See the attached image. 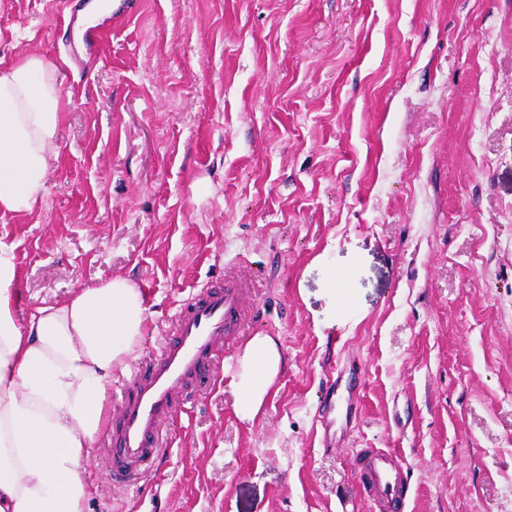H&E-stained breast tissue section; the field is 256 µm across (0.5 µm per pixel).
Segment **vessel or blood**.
I'll use <instances>...</instances> for the list:
<instances>
[{"label": "vessel or blood", "mask_w": 512, "mask_h": 512, "mask_svg": "<svg viewBox=\"0 0 512 512\" xmlns=\"http://www.w3.org/2000/svg\"><path fill=\"white\" fill-rule=\"evenodd\" d=\"M111 29L108 18L84 29L87 55H96ZM247 289L231 275L200 285L173 316L158 353L145 355L123 382L110 443L113 482L138 481L163 457L164 433L188 404L193 386L219 370L226 340L249 331L251 318L243 302ZM356 469L377 512H407L408 476L394 453L360 449Z\"/></svg>", "instance_id": "b4317fda"}]
</instances>
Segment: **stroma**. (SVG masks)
Masks as SVG:
<instances>
[{"instance_id":"obj_1","label":"stroma","mask_w":512,"mask_h":512,"mask_svg":"<svg viewBox=\"0 0 512 512\" xmlns=\"http://www.w3.org/2000/svg\"><path fill=\"white\" fill-rule=\"evenodd\" d=\"M73 41L0 0V62L69 93L43 199L0 217L18 318L124 275L145 352L230 269L288 361L243 421L228 340L139 483L100 436L89 512H376L362 448L408 512H512V0H128L69 74ZM394 454L383 448H362L355 458L360 485L379 512H407L410 484Z\"/></svg>"}]
</instances>
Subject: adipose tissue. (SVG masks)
<instances>
[{
	"mask_svg": "<svg viewBox=\"0 0 512 512\" xmlns=\"http://www.w3.org/2000/svg\"><path fill=\"white\" fill-rule=\"evenodd\" d=\"M64 92L30 57L0 68V214L41 201L58 156ZM19 281L0 249V512H88L83 473L107 428L110 384L141 345L147 306L122 275L76 289L18 320ZM287 366L276 339L252 336L229 385L235 411L254 421Z\"/></svg>",
	"mask_w": 512,
	"mask_h": 512,
	"instance_id": "ef3b65f1",
	"label": "adipose tissue"
}]
</instances>
